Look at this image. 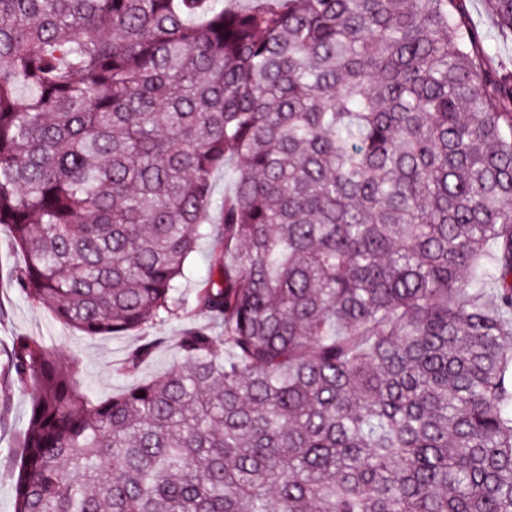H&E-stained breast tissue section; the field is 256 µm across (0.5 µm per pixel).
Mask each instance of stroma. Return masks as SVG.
Returning a JSON list of instances; mask_svg holds the SVG:
<instances>
[{"mask_svg":"<svg viewBox=\"0 0 512 512\" xmlns=\"http://www.w3.org/2000/svg\"><path fill=\"white\" fill-rule=\"evenodd\" d=\"M208 240L198 242V249L188 259L180 280L179 294L184 303L181 316L150 327V334L167 337L166 345L158 348L136 374L123 376L117 366L128 351L141 341L140 332L125 336L86 337L55 321L44 306L30 302L15 285L0 275V364L4 363L12 336H40L53 349L77 356L83 365V385L94 396L105 399L152 379L165 371L177 359L173 343L180 332L190 326L205 324L203 314L194 310L199 284L209 273ZM31 397L18 388L0 391V512H12L13 486L18 453L14 439L30 413Z\"/></svg>","mask_w":512,"mask_h":512,"instance_id":"stroma-1","label":"stroma"}]
</instances>
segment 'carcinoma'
<instances>
[{"label":"carcinoma","instance_id":"1","mask_svg":"<svg viewBox=\"0 0 512 512\" xmlns=\"http://www.w3.org/2000/svg\"><path fill=\"white\" fill-rule=\"evenodd\" d=\"M466 3L0 0L15 287L124 336L211 244L154 379L13 337V512H512V67Z\"/></svg>","mask_w":512,"mask_h":512}]
</instances>
